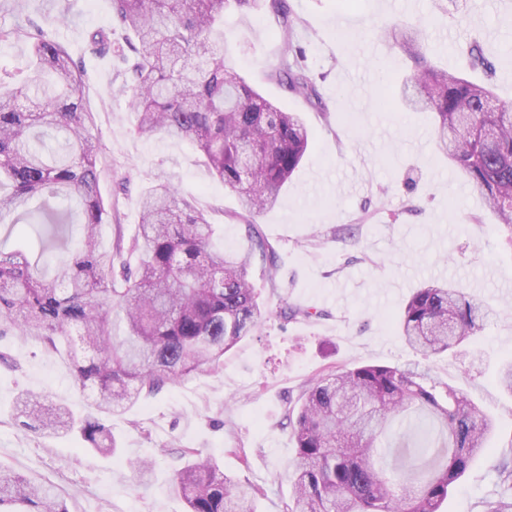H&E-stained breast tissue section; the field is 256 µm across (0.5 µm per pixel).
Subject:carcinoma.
<instances>
[{
  "mask_svg": "<svg viewBox=\"0 0 512 512\" xmlns=\"http://www.w3.org/2000/svg\"><path fill=\"white\" fill-rule=\"evenodd\" d=\"M235 9L277 18L280 63L268 79L320 103L315 76L293 50L288 0H111L113 20L131 36L122 44L102 32L90 38L94 53L122 63L135 133L190 141L208 172L237 194L245 245L234 252L214 249L206 213L162 179L144 193L133 236L100 251L98 229L110 211L99 191L84 71L35 24L33 75L0 74V225H34V250L58 262L49 279L26 252L0 249V336L17 331L49 351L67 342L74 382L97 392L98 414L80 420L27 393L23 426L47 436L76 430L111 454L106 415L194 373L220 371L224 354L261 328L266 310L249 268L258 255L272 272L277 264L256 217L275 206L311 135L299 113L227 63L221 23ZM375 35L413 69L401 104L433 114L440 150L512 243V106L490 110L491 86L435 66L421 26L388 21ZM468 56L473 68L492 72L478 43ZM46 128L67 134L63 152L37 148ZM490 315L461 289L432 282L415 290L396 325L409 347L441 355L481 336ZM285 419L296 448L283 512H439L493 429L461 390L410 365L367 363L315 378ZM184 454L175 487L186 512H257L260 487L224 474L199 449ZM0 512L68 510L53 485L0 467Z\"/></svg>",
  "mask_w": 512,
  "mask_h": 512,
  "instance_id": "cac0c4a2",
  "label": "carcinoma"
}]
</instances>
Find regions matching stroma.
Wrapping results in <instances>:
<instances>
[{"instance_id":"35a3bbf8","label":"stroma","mask_w":512,"mask_h":512,"mask_svg":"<svg viewBox=\"0 0 512 512\" xmlns=\"http://www.w3.org/2000/svg\"><path fill=\"white\" fill-rule=\"evenodd\" d=\"M288 0L300 20L294 42L317 77L321 106L286 93L267 78L279 62L280 30L263 15L224 14L229 62L267 98L300 113L313 143L279 202L257 218L277 253L278 271L250 269L258 300L270 316L261 329L225 355L224 368L191 375L140 398L109 422L115 454L88 449L75 435L46 437L16 418L21 393L46 395L75 415L93 412V395L77 388L65 351L49 352L26 336L0 338V465L53 484L68 512H185L174 489L183 449L213 455L227 475L264 489L259 512H283L294 443L283 424L290 400L312 378L359 363L418 364L437 382L463 390L495 424L491 449L477 458L442 505V512H482L481 503L512 497L495 470L512 452V394L498 382L512 362V246L439 151L432 116L378 97L398 83L408 63L374 28L385 21L422 25L432 61L461 69L467 43L480 39L495 66L494 105L512 104V5L491 0ZM35 18L64 44L84 71L82 92L95 113L100 145V191L112 209L100 228L103 250L130 237L142 193L164 177L194 199L218 229L216 248L244 242L236 195L210 176L197 151L173 137L141 138L121 90L118 61L92 53V33L110 31V0H0V27L17 11ZM498 33L495 41L487 31ZM349 227L346 239L333 229ZM443 280L489 305L494 314L466 354L425 357L406 346L396 318L424 282ZM310 309L308 319L284 321L281 301ZM151 460L139 479L135 468Z\"/></svg>"}]
</instances>
